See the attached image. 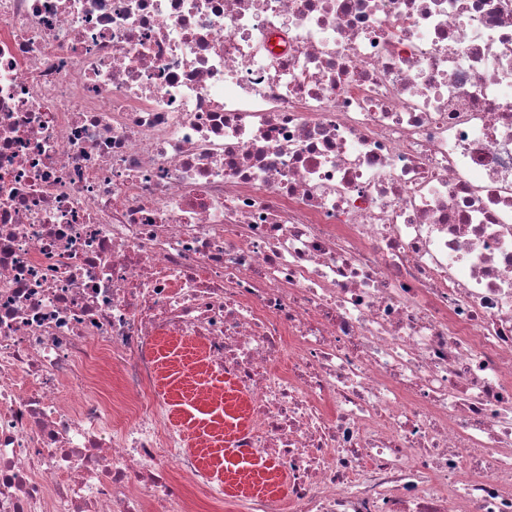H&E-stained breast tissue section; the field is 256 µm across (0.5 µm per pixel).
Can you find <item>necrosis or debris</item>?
Returning a JSON list of instances; mask_svg holds the SVG:
<instances>
[{"label":"necrosis or debris","mask_w":512,"mask_h":512,"mask_svg":"<svg viewBox=\"0 0 512 512\" xmlns=\"http://www.w3.org/2000/svg\"><path fill=\"white\" fill-rule=\"evenodd\" d=\"M201 495L512 512V0H0V512Z\"/></svg>","instance_id":"necrosis-or-debris-1"}]
</instances>
